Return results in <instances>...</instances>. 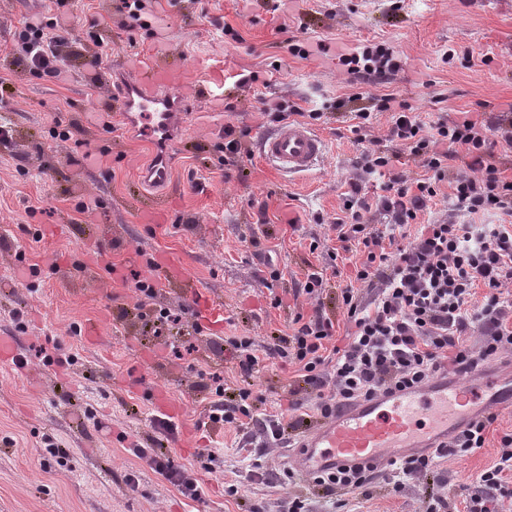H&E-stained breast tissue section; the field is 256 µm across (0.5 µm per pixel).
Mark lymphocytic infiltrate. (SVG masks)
Returning <instances> with one entry per match:
<instances>
[{"instance_id":"f902f5d3","label":"lymphocytic infiltrate","mask_w":512,"mask_h":512,"mask_svg":"<svg viewBox=\"0 0 512 512\" xmlns=\"http://www.w3.org/2000/svg\"><path fill=\"white\" fill-rule=\"evenodd\" d=\"M65 40L56 22L33 17L18 33L20 48L14 59L29 73L60 78L58 47ZM341 60L359 83H385L400 68L388 48L364 46ZM378 112L391 113L392 125L386 138H372L357 157V175L345 194L347 218L335 224L342 250L355 248L362 255L350 284L341 290L348 324L344 341H337L333 321L318 307L310 316H297L291 334L276 337L266 351H259L248 336L228 340L245 376L258 372L270 358L295 366L323 419L360 401L422 388L438 375L468 373L512 352V178L490 161L495 146L512 151V113L480 119L465 111L458 120L429 127L408 102L385 94L373 108L352 111V133L372 127ZM404 154L424 168V177L398 169ZM373 178L380 193L371 200L364 188ZM444 184L450 188L447 214L419 223V214ZM411 225L416 228L413 239L399 241L397 232ZM134 286L147 333L170 336L188 326L191 307L158 304L157 277H136ZM479 287L486 290L483 301L471 305ZM473 334L480 338L476 350L466 341ZM224 392V386H216L219 400L209 418L244 425L247 444L277 445L288 432L308 424L299 412L300 402L289 401L295 416L287 423L279 415L257 418L251 388H239L228 405L220 400ZM496 419L493 413L481 416L440 448L388 463L383 472L389 491L397 493L426 479L444 458L483 447ZM164 446L159 438L154 447L135 449L134 454L182 494L200 498L197 481L174 465ZM375 472L372 465L354 466L313 475L310 482L341 512L350 497L367 495ZM509 473L512 432L501 436L499 458L478 476L466 512H506L505 502L512 500L505 480Z\"/></svg>"}]
</instances>
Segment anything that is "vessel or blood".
I'll return each instance as SVG.
<instances>
[{"instance_id": "vessel-or-blood-1", "label": "vessel or blood", "mask_w": 512, "mask_h": 512, "mask_svg": "<svg viewBox=\"0 0 512 512\" xmlns=\"http://www.w3.org/2000/svg\"><path fill=\"white\" fill-rule=\"evenodd\" d=\"M212 95L211 86L195 84L185 68H171L142 58L129 79L110 91L124 122H154L171 131L185 90ZM260 155L275 169L301 173L313 169L325 152L324 140L308 126L285 124L259 140ZM492 408L512 409V384L488 372H475L467 384L445 379L427 387L341 409L316 430L302 435L298 446L303 471H335L354 464H375L434 449Z\"/></svg>"}]
</instances>
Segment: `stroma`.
Masks as SVG:
<instances>
[{"instance_id": "1", "label": "stroma", "mask_w": 512, "mask_h": 512, "mask_svg": "<svg viewBox=\"0 0 512 512\" xmlns=\"http://www.w3.org/2000/svg\"><path fill=\"white\" fill-rule=\"evenodd\" d=\"M118 0H0V120L11 139L0 144V332L16 336L24 367L0 365V512H276L280 498L305 492L308 483L280 482L281 469L297 468L296 450L283 446L268 457L272 472L246 479L249 462L243 434L208 419L216 399L213 377L229 385L242 378L230 352L211 351L209 341L252 337L266 347L288 331L296 314H311L305 298L287 297L308 272L323 271L321 303L342 320L338 287L357 260L331 257L330 226L341 214L342 195L360 151L346 109L336 98L393 93L406 99L421 122L456 119L459 112H501L512 107V0H153L154 29H126ZM47 12L70 32V77L44 80L19 71L11 60L23 21ZM233 28V35L220 31ZM295 38L312 50L292 56ZM383 44L401 68L384 85L351 83L340 55L357 46ZM98 56L102 69L128 57H154L209 78L224 73L223 98L187 96L184 124L171 145L178 155L166 189L173 201L165 219L149 223L131 204L144 190L140 169L155 153L139 134L125 130L119 115L101 107L106 89L84 61ZM258 76L237 83L240 73ZM278 99L300 111H320L310 128L325 142L311 171L281 173L263 162L258 141L275 125L263 102ZM111 123L104 131L103 123ZM241 132L248 152L240 167L225 165V126ZM69 140H62V133ZM108 147L102 169L69 165L76 141ZM89 203L77 214L78 202ZM266 223H259V215ZM181 266L215 308L221 327L203 325L183 335L175 349L140 335L129 274L146 258ZM282 277L259 279L266 258ZM116 264L127 276L115 285L97 261ZM284 295L281 306L274 296ZM22 320H14V311ZM99 325L86 341L85 323ZM295 368L267 360L252 379L255 414L280 412ZM179 410L170 420L169 454L201 486L200 500L134 456L158 437L162 414L155 393ZM512 430V410L502 409L483 448L451 457L438 472L449 490L474 484L498 457L499 440ZM66 449L62 464L44 466L45 439ZM217 448L224 465L200 469L201 449ZM135 475L127 484L126 475ZM244 480L237 494L227 483ZM420 487L392 495L373 482L355 512H423Z\"/></svg>"}]
</instances>
